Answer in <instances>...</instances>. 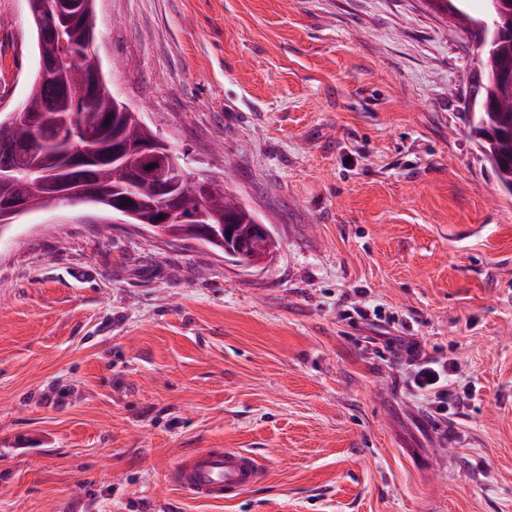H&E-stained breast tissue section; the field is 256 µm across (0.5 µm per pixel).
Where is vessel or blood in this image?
I'll return each mask as SVG.
<instances>
[{"label": "vessel or blood", "mask_w": 512, "mask_h": 512, "mask_svg": "<svg viewBox=\"0 0 512 512\" xmlns=\"http://www.w3.org/2000/svg\"><path fill=\"white\" fill-rule=\"evenodd\" d=\"M173 483L190 498L219 502L240 494L260 478L255 458L237 448H199L181 457L172 469Z\"/></svg>", "instance_id": "obj_1"}]
</instances>
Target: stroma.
Segmentation results:
<instances>
[{"label": "stroma", "mask_w": 512, "mask_h": 512, "mask_svg": "<svg viewBox=\"0 0 512 512\" xmlns=\"http://www.w3.org/2000/svg\"><path fill=\"white\" fill-rule=\"evenodd\" d=\"M116 97L278 247L243 268L66 201L0 234V512H512V194L481 35L427 0H95ZM36 68L0 0V102ZM378 310V336L346 310ZM477 389L448 418L410 345ZM239 448L221 503L169 480ZM497 81L498 89L494 97L481 99V112L478 113V127L477 133L481 137L480 148L484 156L496 169L498 177L503 186L512 193V189L506 185L503 176L500 174L498 169L495 167L494 162L497 160V156H511L512 157V136H506L503 138L497 137L493 140L488 130L494 128L497 122L496 111H499L497 107V99L512 97V66L511 68L507 63H504L497 70ZM171 477L190 498L219 502L253 487L260 471L255 458L241 449L199 448L176 462Z\"/></svg>", "instance_id": "stroma-1"}]
</instances>
